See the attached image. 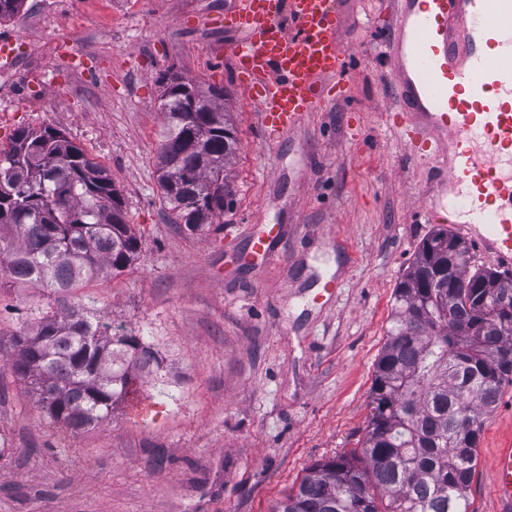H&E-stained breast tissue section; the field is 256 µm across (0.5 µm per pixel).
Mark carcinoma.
Masks as SVG:
<instances>
[{
  "instance_id": "obj_1",
  "label": "carcinoma",
  "mask_w": 512,
  "mask_h": 512,
  "mask_svg": "<svg viewBox=\"0 0 512 512\" xmlns=\"http://www.w3.org/2000/svg\"><path fill=\"white\" fill-rule=\"evenodd\" d=\"M224 91L172 74L159 183L175 219L195 231L224 214V167L239 142ZM0 269L37 284L54 305L14 336L7 368L30 382L41 409L74 434L160 367L142 336L111 334L76 289L122 272L138 256L108 171L60 132L21 128L0 149ZM466 242L438 229L393 292L376 363L361 454L321 462L272 512H469L485 417L512 383V273L470 270Z\"/></svg>"
}]
</instances>
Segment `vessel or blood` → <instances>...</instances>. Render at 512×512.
<instances>
[{"label":"vessel or blood","mask_w":512,"mask_h":512,"mask_svg":"<svg viewBox=\"0 0 512 512\" xmlns=\"http://www.w3.org/2000/svg\"><path fill=\"white\" fill-rule=\"evenodd\" d=\"M396 4L390 78L409 153L437 177L427 214L511 267L512 0ZM230 20L240 37L227 52L269 139L323 109L327 81L347 73L333 0H236ZM493 491L496 512H512V448L494 459Z\"/></svg>","instance_id":"obj_1"}]
</instances>
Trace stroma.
Here are the masks:
<instances>
[{
    "instance_id": "35a3bbf8",
    "label": "stroma",
    "mask_w": 512,
    "mask_h": 512,
    "mask_svg": "<svg viewBox=\"0 0 512 512\" xmlns=\"http://www.w3.org/2000/svg\"><path fill=\"white\" fill-rule=\"evenodd\" d=\"M232 0H24L0 21L27 52L0 70V146L52 127L111 175L138 259L77 296L161 361L75 435L5 364L44 289L0 283V512H272L322 461L360 451L394 288L435 230L432 170L387 115L390 0H339L350 78L279 139L226 54ZM224 91L240 147L233 202L192 233L156 164L167 72ZM272 233L267 253L259 236ZM512 446V384L483 424L469 512H494L490 462Z\"/></svg>"
}]
</instances>
